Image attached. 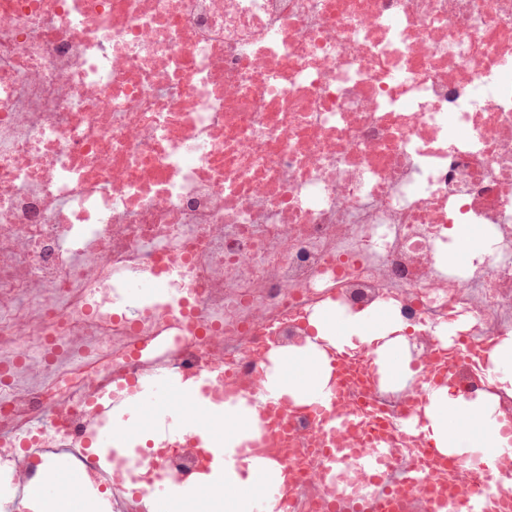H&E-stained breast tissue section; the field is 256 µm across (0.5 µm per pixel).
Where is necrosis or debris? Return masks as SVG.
<instances>
[{
    "instance_id": "necrosis-or-debris-1",
    "label": "necrosis or debris",
    "mask_w": 512,
    "mask_h": 512,
    "mask_svg": "<svg viewBox=\"0 0 512 512\" xmlns=\"http://www.w3.org/2000/svg\"><path fill=\"white\" fill-rule=\"evenodd\" d=\"M461 224L490 251L451 261ZM141 277L170 303L126 308ZM330 302L396 308L427 364L441 330L512 335V0H0V512L103 396L158 370L250 395ZM330 440L261 414L294 512H327ZM130 474L89 473L112 512Z\"/></svg>"
}]
</instances>
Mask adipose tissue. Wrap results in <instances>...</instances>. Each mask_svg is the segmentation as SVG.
Wrapping results in <instances>:
<instances>
[{
    "instance_id": "obj_1",
    "label": "adipose tissue",
    "mask_w": 512,
    "mask_h": 512,
    "mask_svg": "<svg viewBox=\"0 0 512 512\" xmlns=\"http://www.w3.org/2000/svg\"><path fill=\"white\" fill-rule=\"evenodd\" d=\"M313 326L315 334L304 344L272 352L261 381L270 396L305 402L318 396L327 384L326 350L339 343L375 345L382 381L394 390L409 385L406 370L413 357L401 335L402 322L392 309H385L379 319L368 311L350 314L325 309L317 312ZM180 395L184 402L178 413L184 428L203 430L205 446L223 448L224 463L213 466L197 483L174 485L167 512H252L255 496L267 485H284L281 466L265 458L244 456L238 447L243 435L258 431L255 410L242 401L225 402L224 422L219 425L212 410L196 405L195 389L182 388ZM492 414L485 394L468 400L443 389L431 401L426 429L442 448L459 429L465 430L472 443L491 448L498 440ZM30 492L39 512H95L99 504L97 497L81 496L78 483L69 474L44 472Z\"/></svg>"
}]
</instances>
